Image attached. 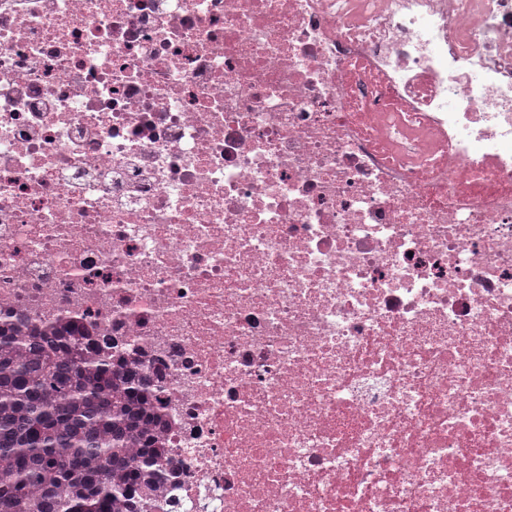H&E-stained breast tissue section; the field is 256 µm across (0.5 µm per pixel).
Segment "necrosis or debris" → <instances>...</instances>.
<instances>
[{
	"mask_svg": "<svg viewBox=\"0 0 512 512\" xmlns=\"http://www.w3.org/2000/svg\"><path fill=\"white\" fill-rule=\"evenodd\" d=\"M160 372L152 512H512V0H0V321Z\"/></svg>",
	"mask_w": 512,
	"mask_h": 512,
	"instance_id": "1",
	"label": "necrosis or debris"
}]
</instances>
